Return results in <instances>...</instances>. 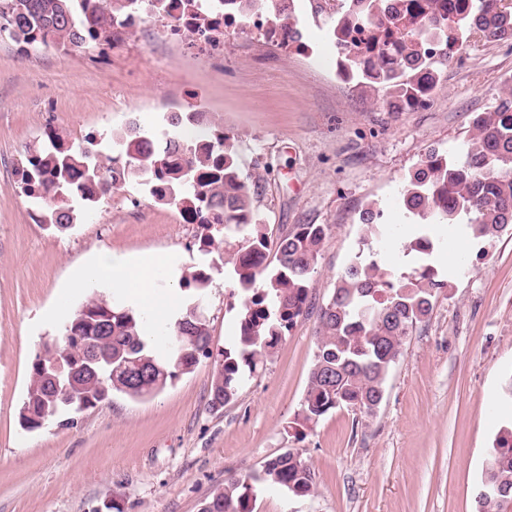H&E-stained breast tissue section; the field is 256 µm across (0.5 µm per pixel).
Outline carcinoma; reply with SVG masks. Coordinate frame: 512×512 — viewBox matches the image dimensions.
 Listing matches in <instances>:
<instances>
[{
	"instance_id": "obj_1",
	"label": "carcinoma",
	"mask_w": 512,
	"mask_h": 512,
	"mask_svg": "<svg viewBox=\"0 0 512 512\" xmlns=\"http://www.w3.org/2000/svg\"><path fill=\"white\" fill-rule=\"evenodd\" d=\"M238 18L260 12L279 30L288 47L301 33L284 14L283 0H231ZM505 0H336L332 8L317 5L331 21L330 35L340 54L341 74L357 86L382 94L392 103L413 106L440 81L437 63L447 60L448 45L468 33L481 39L512 38V4ZM168 0H0V36L22 48L41 44L63 51L106 43L114 46V29L126 16L142 10L162 16ZM361 23L376 32L374 55L365 57L346 40ZM189 121H208L205 112L163 116L161 132L148 136L133 122L116 141L124 162L104 167L95 160L96 138L74 146L55 131L18 172L22 193L38 204L47 228L68 229L77 220L74 203L86 206L112 195L132 177H146L162 190L155 199L175 204L196 218L201 229L198 250L210 255L224 237L221 261L231 265L243 293L239 332L211 385V404L230 402L245 372H255L282 338L309 310L310 281L323 224H299L276 243V265L269 267L270 241L254 231V193L232 138L215 129L203 139H187L180 128ZM405 210L419 218L425 231L405 250L415 253L416 267L398 276L382 271L373 256H356L341 274L329 301L320 308L316 352L294 421V437L303 428L338 409L379 407L390 368L417 327L430 316L440 292L448 287L431 262L436 248L432 228L468 217L466 232L477 242H491L512 226V91L494 111L473 120V132L454 157L431 150L405 181ZM382 211L373 202L360 214L362 244L385 233ZM211 275L191 272L185 286L201 292ZM80 333L96 343L97 358L73 374L49 369L55 359L75 353L69 342L72 324L61 341L47 343L36 355L26 397L19 412L23 428H41L46 411L56 416L80 413L107 400L113 392L131 398L155 396L179 376L210 357L208 321L196 304L187 306L168 329L175 349L157 350L147 335L146 317L94 295L75 314ZM256 482L280 487L295 496L315 493L316 473L295 448L267 460ZM485 482L500 494L480 497L478 512H504L512 502V426L504 429L488 463ZM208 512H253L252 485L228 479L207 498Z\"/></svg>"
}]
</instances>
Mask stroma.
<instances>
[{"label": "stroma", "instance_id": "obj_1", "mask_svg": "<svg viewBox=\"0 0 512 512\" xmlns=\"http://www.w3.org/2000/svg\"><path fill=\"white\" fill-rule=\"evenodd\" d=\"M300 42L224 34L223 57L204 63L193 36L177 44L146 15L117 49H20L0 37V512H96L117 499L124 512H201L231 477L298 448L315 470L314 495L253 486L254 512H477L476 490L505 425L512 422V230L479 245L461 227L437 226L433 263L449 286L430 319L408 337L375 413L335 410L295 440L316 351L319 309L362 251L359 215L378 202L391 237L375 260L410 272L406 245L421 227L400 205L405 178L432 149L455 152L476 114L512 88V39L459 42L423 105L393 111L338 74L329 20L315 0H288ZM205 105L213 127L238 147L256 178L258 231L278 238L322 224L310 283L313 307L236 397L221 407L210 389L238 333L240 292L230 269L203 292L184 289L199 266L196 225L156 201L144 178L81 207L58 232L32 222L15 172L54 129L74 145L96 135L111 165L113 135L130 120L159 132L166 112ZM161 259L153 292L173 316L204 308L212 357L159 394H113L96 407L35 431L21 428L31 364L88 300L72 288L101 252Z\"/></svg>", "mask_w": 512, "mask_h": 512}]
</instances>
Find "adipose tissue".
<instances>
[{
  "mask_svg": "<svg viewBox=\"0 0 512 512\" xmlns=\"http://www.w3.org/2000/svg\"><path fill=\"white\" fill-rule=\"evenodd\" d=\"M155 259H132L123 255L103 254L97 260L81 268L73 279L75 289L88 291L101 282L128 294L145 312H153L155 297L152 291V271Z\"/></svg>",
  "mask_w": 512,
  "mask_h": 512,
  "instance_id": "obj_1",
  "label": "adipose tissue"
}]
</instances>
